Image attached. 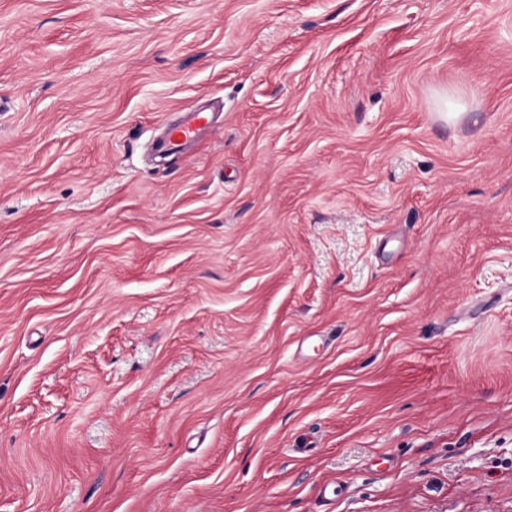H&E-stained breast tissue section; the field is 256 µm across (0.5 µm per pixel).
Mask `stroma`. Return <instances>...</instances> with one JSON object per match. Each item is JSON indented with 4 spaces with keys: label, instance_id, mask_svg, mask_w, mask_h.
<instances>
[{
    "label": "stroma",
    "instance_id": "obj_1",
    "mask_svg": "<svg viewBox=\"0 0 512 512\" xmlns=\"http://www.w3.org/2000/svg\"><path fill=\"white\" fill-rule=\"evenodd\" d=\"M0 512H512V0H0ZM210 124V112H184L183 118L167 130L159 145L168 153L179 151L185 144L195 141Z\"/></svg>",
    "mask_w": 512,
    "mask_h": 512
}]
</instances>
